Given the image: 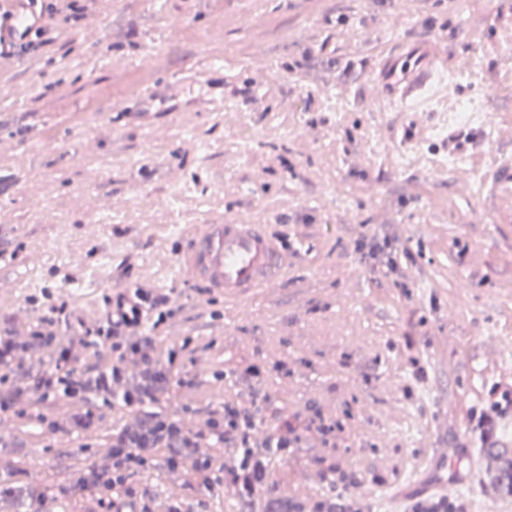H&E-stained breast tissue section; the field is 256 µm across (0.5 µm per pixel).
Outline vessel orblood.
<instances>
[{
    "mask_svg": "<svg viewBox=\"0 0 512 512\" xmlns=\"http://www.w3.org/2000/svg\"><path fill=\"white\" fill-rule=\"evenodd\" d=\"M8 17H0V45L25 40L43 22L38 0H8ZM437 63L428 49L407 60L385 59L382 72L390 82V98L406 100L430 81ZM181 276L204 288L210 297L241 301L256 290L278 283L288 272L287 249L264 224L237 220L205 224L189 236L177 261ZM447 454L432 456L427 472L415 476L425 494L443 496L458 490L460 483L448 480Z\"/></svg>",
    "mask_w": 512,
    "mask_h": 512,
    "instance_id": "1",
    "label": "vessel or blood"
}]
</instances>
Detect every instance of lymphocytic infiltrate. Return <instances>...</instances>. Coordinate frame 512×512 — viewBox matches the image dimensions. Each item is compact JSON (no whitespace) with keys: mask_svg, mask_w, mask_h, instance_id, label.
Listing matches in <instances>:
<instances>
[{"mask_svg":"<svg viewBox=\"0 0 512 512\" xmlns=\"http://www.w3.org/2000/svg\"><path fill=\"white\" fill-rule=\"evenodd\" d=\"M131 275L130 265L119 266V278L129 285L104 294L102 311L92 322L60 300L48 305L20 342L12 318L0 316V416H25L34 400H65L72 413L48 422V429L86 431L98 421L99 406L126 414L127 422L112 432L107 464L91 467L76 482L97 494L110 512H132L137 492L131 477L160 461L172 470L194 471L205 489L250 502L262 485L253 469L257 449L297 447L298 435L290 430L265 435L251 405L242 402H225L199 422L163 412L160 404L170 395L173 373L191 340L165 339L181 310L173 291L131 282ZM79 347L108 353V363L76 367ZM45 352L51 357L47 364L41 359ZM218 448L240 454L220 464L214 455Z\"/></svg>","mask_w":512,"mask_h":512,"instance_id":"f902f5d3","label":"lymphocytic infiltrate"}]
</instances>
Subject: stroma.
Instances as JSON below:
<instances>
[{
    "instance_id": "stroma-1",
    "label": "stroma",
    "mask_w": 512,
    "mask_h": 512,
    "mask_svg": "<svg viewBox=\"0 0 512 512\" xmlns=\"http://www.w3.org/2000/svg\"><path fill=\"white\" fill-rule=\"evenodd\" d=\"M45 27L35 50L0 55V314L26 330L43 313L26 298L47 288L94 320L125 262L173 289L195 383L166 411L255 390L264 432L301 438L240 512L346 496L389 512L384 493L437 448L467 472L472 413L512 384V360L489 362L512 340V0H87ZM422 42L451 79L413 108L372 66ZM452 97L483 100L493 134L435 138ZM450 151L467 169L441 166ZM231 216L288 242L287 276L236 303L174 273L187 236ZM250 365L254 387L225 380ZM69 409L0 423V483L100 512L73 483L104 462L113 413L79 435L45 428ZM493 467L453 500L512 512ZM132 482L151 512L229 501L160 466Z\"/></svg>"
}]
</instances>
